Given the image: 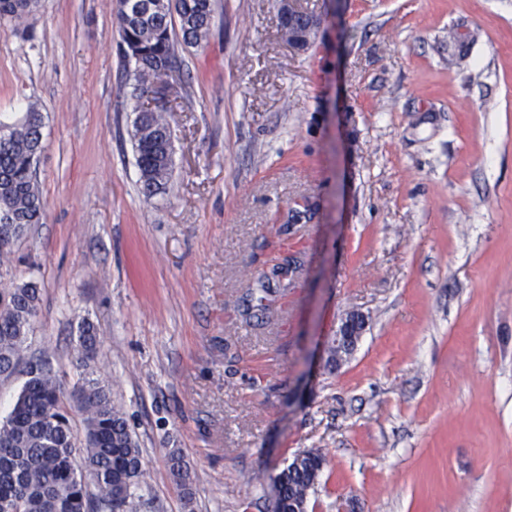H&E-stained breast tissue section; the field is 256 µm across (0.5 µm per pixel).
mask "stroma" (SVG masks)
Wrapping results in <instances>:
<instances>
[{
	"label": "stroma",
	"instance_id": "stroma-1",
	"mask_svg": "<svg viewBox=\"0 0 512 512\" xmlns=\"http://www.w3.org/2000/svg\"><path fill=\"white\" fill-rule=\"evenodd\" d=\"M300 3L323 20L304 52L275 0H214L149 200L113 0L0 23V118L44 117L45 218L0 261V288L41 290L26 355L72 385L97 325L139 512H275L311 448L308 512H512V0ZM347 317H346V319H347ZM346 319L344 320V322L341 325L342 329L340 327L339 333L336 334V336H335V339H336L335 344L333 345V347L330 348L331 357L328 359V365L330 366L331 370L336 368L334 363L332 362V360L336 359V355H338L339 357H342L344 359H346L349 356L348 350L345 347V345L342 343V341H340V343H339L340 337L343 335L345 340H350V339L354 338L355 335L360 330L359 327L361 325V322L359 321L358 318L350 319L347 322H346ZM336 345H337V347H336ZM167 461L171 476L183 495L190 499L192 496V476L179 448H171L167 452ZM302 458L299 460V457ZM321 463L326 464L325 456L315 449H306L296 453L288 466L277 476L275 479L276 489V502L277 509H283L289 512L304 511V505L300 509L295 506L289 507V500L300 505L305 498H309L310 494L314 492L315 485L318 483L320 475L318 468ZM281 485V496L279 483Z\"/></svg>",
	"mask_w": 512,
	"mask_h": 512
}]
</instances>
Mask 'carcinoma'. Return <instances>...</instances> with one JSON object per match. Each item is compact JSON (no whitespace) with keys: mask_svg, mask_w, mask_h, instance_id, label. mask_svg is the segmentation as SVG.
I'll use <instances>...</instances> for the list:
<instances>
[{"mask_svg":"<svg viewBox=\"0 0 512 512\" xmlns=\"http://www.w3.org/2000/svg\"><path fill=\"white\" fill-rule=\"evenodd\" d=\"M37 0H0V23H17ZM115 14L124 61L133 83L130 95L148 93L158 67L178 60V48L204 46L213 19L212 0H115ZM42 114L34 107L18 121L0 122V217L10 221L13 240L40 224L46 201L34 166L43 150ZM142 193L152 198L166 191L173 172L171 133L161 112L135 113L130 132ZM40 304L31 282L0 291V377L25 366V381L11 411L0 423V512H138L132 489L148 472L124 413L111 389L94 376L102 351L97 327L79 325L75 368L69 391L47 360H25L26 343ZM83 422L77 439L71 414ZM175 484L192 496V476L178 448L167 452ZM326 462L318 450L296 453L279 474L281 496L302 503L314 492ZM90 477L95 492L88 491Z\"/></svg>","mask_w":512,"mask_h":512,"instance_id":"carcinoma-1","label":"carcinoma"}]
</instances>
